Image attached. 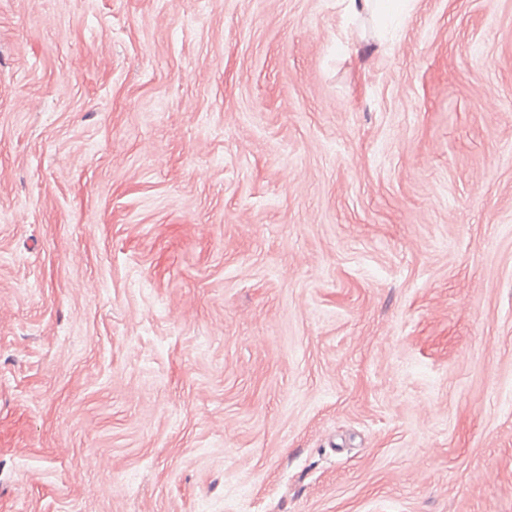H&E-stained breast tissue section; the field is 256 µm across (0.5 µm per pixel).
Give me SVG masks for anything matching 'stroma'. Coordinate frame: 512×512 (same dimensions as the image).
<instances>
[{"label":"stroma","instance_id":"1","mask_svg":"<svg viewBox=\"0 0 512 512\" xmlns=\"http://www.w3.org/2000/svg\"><path fill=\"white\" fill-rule=\"evenodd\" d=\"M0 512H512V0H0Z\"/></svg>","mask_w":512,"mask_h":512}]
</instances>
